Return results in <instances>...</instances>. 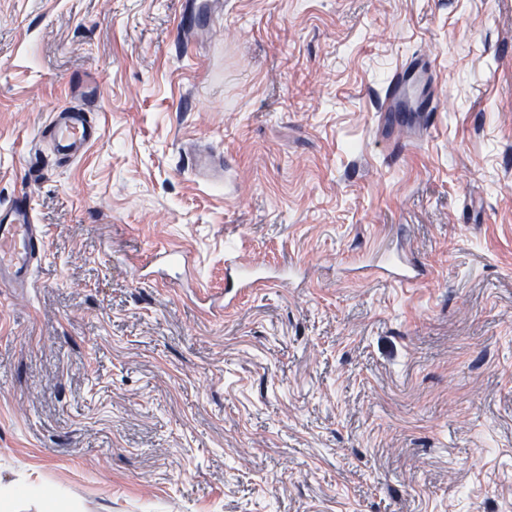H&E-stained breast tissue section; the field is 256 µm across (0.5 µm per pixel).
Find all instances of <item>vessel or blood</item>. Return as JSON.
Here are the masks:
<instances>
[{
	"instance_id": "1",
	"label": "vessel or blood",
	"mask_w": 512,
	"mask_h": 512,
	"mask_svg": "<svg viewBox=\"0 0 512 512\" xmlns=\"http://www.w3.org/2000/svg\"><path fill=\"white\" fill-rule=\"evenodd\" d=\"M432 70L433 60L425 54L411 58L399 68L387 88L388 111H402L406 85L414 77ZM43 135L54 152L71 157L99 140L101 128L89 118L86 109L71 105L54 112ZM187 162L197 181L207 185L223 182L222 154L208 149L192 151L187 155ZM43 250L41 228L35 222L26 193H19L10 205L0 207V284L27 287ZM224 265L226 272L234 274L237 291L249 295L269 282L263 269L245 264L236 254H228ZM368 269L402 286L412 285L423 274L422 268L404 250L369 264Z\"/></svg>"
}]
</instances>
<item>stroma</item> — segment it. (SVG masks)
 Returning <instances> with one entry per match:
<instances>
[{"instance_id":"obj_1","label":"stroma","mask_w":512,"mask_h":512,"mask_svg":"<svg viewBox=\"0 0 512 512\" xmlns=\"http://www.w3.org/2000/svg\"><path fill=\"white\" fill-rule=\"evenodd\" d=\"M0 0V486L73 512H512V0ZM423 112L384 130L396 66ZM96 86L77 158L38 147ZM224 153L198 183L185 149ZM431 270L359 269L387 243ZM282 282L224 311L225 247ZM185 254L145 282L153 249ZM433 63L434 61L429 55H418L411 58L405 66L394 73L387 88L386 112H406L402 104L406 85L417 75L431 74ZM27 193L0 207V284L27 288L44 250V237L35 224ZM36 498L41 501L43 510L41 512H65L69 506L67 502L57 494H47L37 486H20L2 495L0 494L1 511L11 512L12 504L19 498Z\"/></svg>"}]
</instances>
